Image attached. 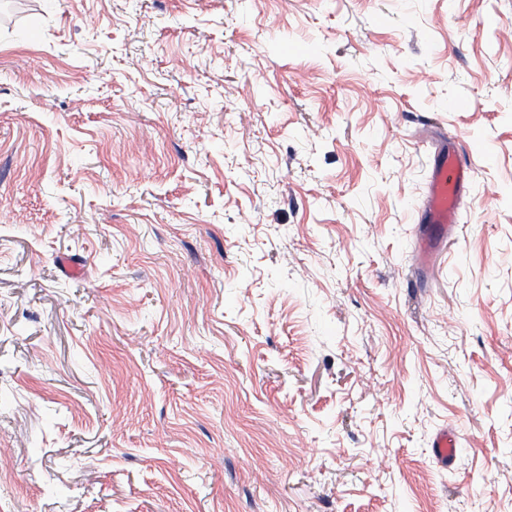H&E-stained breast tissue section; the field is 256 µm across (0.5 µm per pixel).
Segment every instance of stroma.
Returning <instances> with one entry per match:
<instances>
[{"label":"stroma","instance_id":"1","mask_svg":"<svg viewBox=\"0 0 512 512\" xmlns=\"http://www.w3.org/2000/svg\"><path fill=\"white\" fill-rule=\"evenodd\" d=\"M1 448L0 512H512V0H0ZM468 166L455 152L445 149L433 159L426 205L418 224H426L420 236L419 261L426 265L448 239L458 232V204L467 189ZM432 448H434V455L438 460L448 462L450 465L457 453V438L452 431L444 429L435 436Z\"/></svg>","mask_w":512,"mask_h":512}]
</instances>
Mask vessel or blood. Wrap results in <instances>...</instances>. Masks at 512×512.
<instances>
[{
  "label": "vessel or blood",
  "instance_id": "1",
  "mask_svg": "<svg viewBox=\"0 0 512 512\" xmlns=\"http://www.w3.org/2000/svg\"><path fill=\"white\" fill-rule=\"evenodd\" d=\"M469 169L452 151H442L433 159L428 183L426 205L419 217L424 228L420 236V263H428L440 249L446 247L450 236L458 232V204L467 189ZM435 457L445 463L453 462L458 442L455 434L442 430L433 441Z\"/></svg>",
  "mask_w": 512,
  "mask_h": 512
}]
</instances>
